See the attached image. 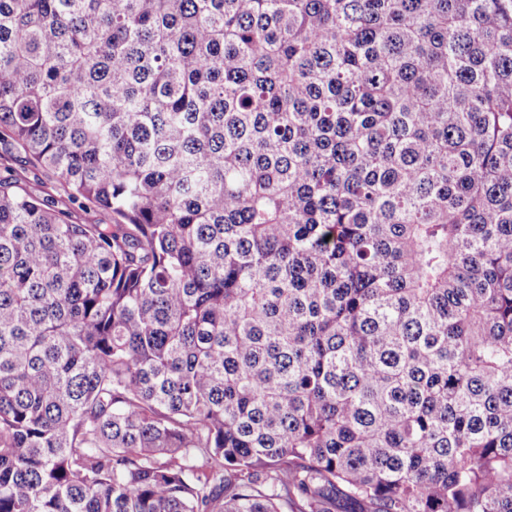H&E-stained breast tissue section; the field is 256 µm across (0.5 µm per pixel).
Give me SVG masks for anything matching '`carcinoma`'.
<instances>
[{"label":"carcinoma","instance_id":"cac0c4a2","mask_svg":"<svg viewBox=\"0 0 512 512\" xmlns=\"http://www.w3.org/2000/svg\"><path fill=\"white\" fill-rule=\"evenodd\" d=\"M1 143L0 512H512V0H0Z\"/></svg>","mask_w":512,"mask_h":512}]
</instances>
